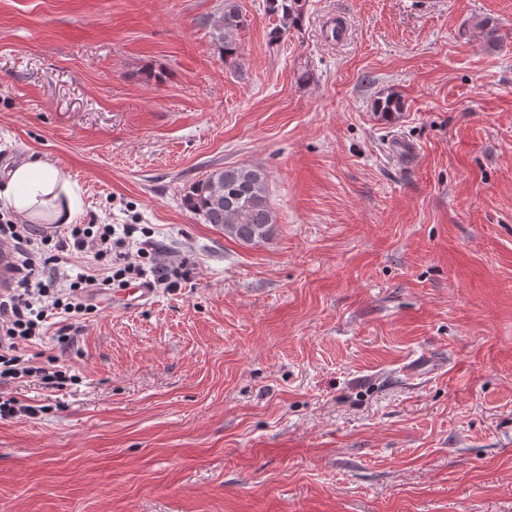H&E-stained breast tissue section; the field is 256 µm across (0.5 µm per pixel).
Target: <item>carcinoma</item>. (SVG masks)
I'll list each match as a JSON object with an SVG mask.
<instances>
[{"label": "carcinoma", "mask_w": 512, "mask_h": 512, "mask_svg": "<svg viewBox=\"0 0 512 512\" xmlns=\"http://www.w3.org/2000/svg\"><path fill=\"white\" fill-rule=\"evenodd\" d=\"M305 5L306 0H266L268 12L280 20L269 33L271 42L280 41L290 29L299 27ZM246 22L237 0H224L220 14L206 21L226 65H237L239 46L234 33ZM182 202L203 223L224 229L226 237L241 244L264 242L275 232L268 176L260 167L227 166L209 171L185 190Z\"/></svg>", "instance_id": "obj_1"}]
</instances>
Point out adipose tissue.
<instances>
[{
	"mask_svg": "<svg viewBox=\"0 0 512 512\" xmlns=\"http://www.w3.org/2000/svg\"><path fill=\"white\" fill-rule=\"evenodd\" d=\"M0 206L29 222L49 218L58 224L73 223L82 211L78 188L54 166L38 159L24 161L8 171L0 186Z\"/></svg>",
	"mask_w": 512,
	"mask_h": 512,
	"instance_id": "1",
	"label": "adipose tissue"
}]
</instances>
